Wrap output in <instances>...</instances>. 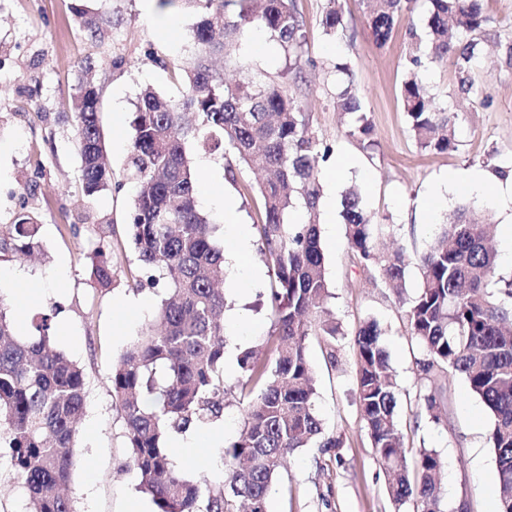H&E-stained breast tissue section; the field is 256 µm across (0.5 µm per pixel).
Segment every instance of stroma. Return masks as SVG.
<instances>
[{
    "label": "stroma",
    "instance_id": "stroma-1",
    "mask_svg": "<svg viewBox=\"0 0 512 512\" xmlns=\"http://www.w3.org/2000/svg\"><path fill=\"white\" fill-rule=\"evenodd\" d=\"M341 2L346 32L334 39L321 25L328 0H296L304 33L298 75L287 73V61L260 27L233 47L229 57H218L216 68L236 77L245 63L252 74L284 84L301 104L310 136L331 146L334 155L354 160L347 183L358 185L374 222L390 225L392 241L408 252L422 249L459 207L482 212L494 226L500 281L492 290L500 292L502 280L512 279V263L504 258L512 246L504 233V214L463 188L445 195L436 207H428L427 200L449 173L480 170L488 162L512 168V61L506 55L512 43V0L485 2L490 21L478 35L481 53L470 75L475 84L486 86L487 100L459 93L454 63L420 73L456 116L457 147L444 153L418 146L400 101L408 31L423 27V12L402 16L392 40L379 49L364 36L362 0ZM91 18L99 31L88 29ZM159 20L175 23L176 36L159 32ZM197 21L194 11L182 5H157L145 13L143 0H0V238L27 215L41 226L44 250L32 259L0 252V270L24 272L42 289L31 313L55 310L56 346L85 373V414L67 490L74 512H126L131 502L145 512L156 510L138 489L126 425L110 387L113 363L153 318L164 295L162 287L149 284L129 231L137 188L127 178V144L140 91L149 86L165 96L176 94L170 66L194 60ZM338 62L348 64L366 106L370 142L347 135L349 118L333 106ZM83 81L99 90V123L111 174L108 189L93 196L83 189L69 110ZM194 161L199 178L215 177L220 191L232 198L236 223L248 229L259 223L260 175L241 167L231 180L220 157L198 152ZM102 242L112 268V285L106 290L90 276L93 253ZM251 245L248 262L262 272L252 294L240 297L235 274L224 275L225 351L234 356L260 346L271 329L266 298L273 276L259 239ZM324 252L330 291L326 306L343 330L340 363L331 366L323 344L314 338L308 356L317 377L318 414L327 431L343 435L345 446L337 452L305 448L291 456L273 485L269 512H393L356 403L351 334L367 319L377 320L383 330L407 454L423 447L438 452L449 512H496L499 492L491 479L495 461L483 404L457 376L448 384L443 420L437 423L421 413L420 350L409 337L397 296L379 274L364 273L350 256L344 224H337L336 237ZM145 299L150 302L146 308L141 305ZM245 408L239 394L229 397L220 421V448L211 455L187 453L180 474L224 483L226 475L215 471L213 460L238 438Z\"/></svg>",
    "mask_w": 512,
    "mask_h": 512
}]
</instances>
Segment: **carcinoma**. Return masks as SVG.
Here are the masks:
<instances>
[{"label": "carcinoma", "mask_w": 512, "mask_h": 512, "mask_svg": "<svg viewBox=\"0 0 512 512\" xmlns=\"http://www.w3.org/2000/svg\"><path fill=\"white\" fill-rule=\"evenodd\" d=\"M200 14L194 31L198 56L185 70L177 97L144 88L135 104L128 178L139 190L130 213L137 260L154 271L150 284H163L166 297L155 321L129 344L112 367V398L126 424L139 489L157 512H268L272 482L287 456L302 448H342L343 436L329 433L315 408L316 381L308 358L311 337L322 339L337 361L341 326L324 306L330 296L320 225L297 224L299 210L314 216L322 192L316 158L324 149L308 135L299 103L277 82L257 84L228 78L206 63L223 53L255 24L264 27L288 61L303 56L295 0H183ZM426 32L409 30L405 58L408 76L401 100L411 131L423 149L454 148L455 129L448 108L417 79L420 68L452 57L458 90L485 98L470 71L478 54L475 34L489 22L485 0H427ZM418 0H369L366 35L377 48L392 39L397 19L415 11ZM321 23L326 34L344 30L338 0H329ZM336 111L350 117L347 134L369 138L372 126L352 88L350 70L335 65ZM99 93L80 85L71 100L74 135L84 189L92 196L109 187L110 172L98 118ZM209 155L232 153L237 164L272 173L259 186L262 223L256 225L261 254L274 275L268 304L272 330L266 356L246 349L237 358V385L255 389L243 428L225 450L228 483L195 482L171 466L168 441L190 427H204L224 416V250L217 225L197 208L196 174L185 140ZM340 216L346 244L369 272L385 284L405 287L406 268L415 262L419 288L400 298L411 339L422 347L416 362L423 381L418 401L431 419L443 416L448 380L462 377L486 407L495 457L493 477L500 512H512V281L497 300L489 286L497 255L489 246L491 224L476 212L459 209L415 257L398 244L378 247L388 225L376 224L352 185L342 194ZM40 225L30 217L11 227L0 241L30 256L40 249ZM91 278L97 287L112 284L106 249L97 248ZM54 312L32 319L38 332L23 340L0 301V445L21 479L28 512H73L63 493L74 465V448L85 408V374L53 344ZM357 405L385 490L395 510L414 504V512H446L437 474L438 453L419 450L410 461L396 421V394L389 355L377 321L354 331Z\"/></svg>", "instance_id": "cac0c4a2"}]
</instances>
